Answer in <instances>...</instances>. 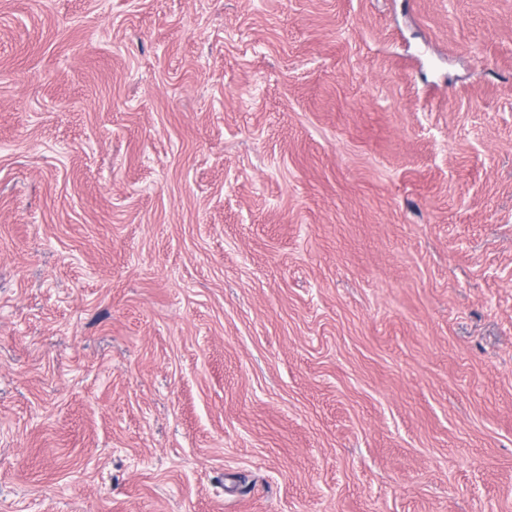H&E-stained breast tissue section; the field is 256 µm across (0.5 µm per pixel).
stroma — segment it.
<instances>
[{
  "mask_svg": "<svg viewBox=\"0 0 512 512\" xmlns=\"http://www.w3.org/2000/svg\"><path fill=\"white\" fill-rule=\"evenodd\" d=\"M0 512H512V0H0Z\"/></svg>",
  "mask_w": 512,
  "mask_h": 512,
  "instance_id": "obj_1",
  "label": "stroma"
}]
</instances>
